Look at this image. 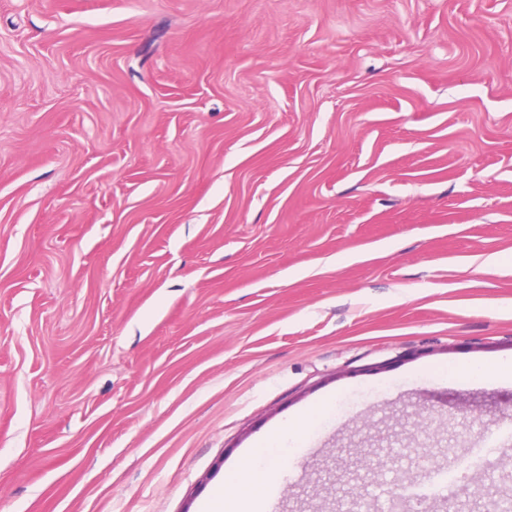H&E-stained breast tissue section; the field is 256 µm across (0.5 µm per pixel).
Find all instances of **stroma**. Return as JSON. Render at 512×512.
I'll use <instances>...</instances> for the list:
<instances>
[{
  "instance_id": "35a3bbf8",
  "label": "stroma",
  "mask_w": 512,
  "mask_h": 512,
  "mask_svg": "<svg viewBox=\"0 0 512 512\" xmlns=\"http://www.w3.org/2000/svg\"><path fill=\"white\" fill-rule=\"evenodd\" d=\"M511 360L512 0H0V512L512 498ZM331 406L332 403L328 402L322 408L321 413L317 418H314L311 415L306 417L302 421V426L300 429L290 427L287 431L275 433L272 436H270L266 443L263 446H261L263 447V449L260 451V454L274 455L276 448H286L288 447V443H298L306 433L312 430L318 418L331 409ZM275 464H264L258 455L255 462L243 470L230 473L224 480V487L205 503L201 512H267V498L253 494H243L240 488L252 484L269 492L276 486L278 473L284 464L282 457H275Z\"/></svg>"
}]
</instances>
